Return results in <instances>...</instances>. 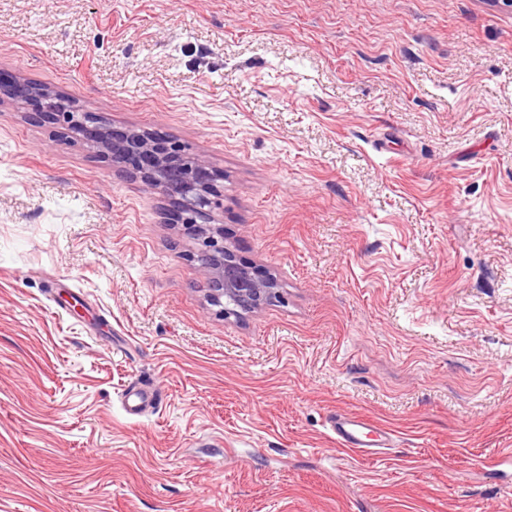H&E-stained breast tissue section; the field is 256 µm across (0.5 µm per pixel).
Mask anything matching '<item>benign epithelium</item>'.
I'll return each instance as SVG.
<instances>
[{"label": "benign epithelium", "instance_id": "1", "mask_svg": "<svg viewBox=\"0 0 512 512\" xmlns=\"http://www.w3.org/2000/svg\"><path fill=\"white\" fill-rule=\"evenodd\" d=\"M62 97L64 94L30 80L0 76V101L18 102L30 110L32 119L60 124L77 133L114 166L140 180L146 191L169 197L170 223L181 224L201 237L194 259L208 280L214 304H221L224 297L254 310L278 295L274 278L255 277L224 245V228L211 216L223 207L219 174L208 161L195 155L187 163L182 146L152 132L105 125L90 112L68 109L60 101Z\"/></svg>", "mask_w": 512, "mask_h": 512}]
</instances>
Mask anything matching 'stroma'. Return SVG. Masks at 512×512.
Segmentation results:
<instances>
[{
    "label": "stroma",
    "instance_id": "1",
    "mask_svg": "<svg viewBox=\"0 0 512 512\" xmlns=\"http://www.w3.org/2000/svg\"><path fill=\"white\" fill-rule=\"evenodd\" d=\"M0 72L208 160L279 291L223 316L161 194L1 103L0 512H512V12L0 0ZM126 412L128 415H138L144 408L154 403L157 398L156 391L149 385L133 387L127 394ZM327 424L328 430L340 447L363 455L379 454L391 440L389 432L361 415L333 413L329 416Z\"/></svg>",
    "mask_w": 512,
    "mask_h": 512
}]
</instances>
